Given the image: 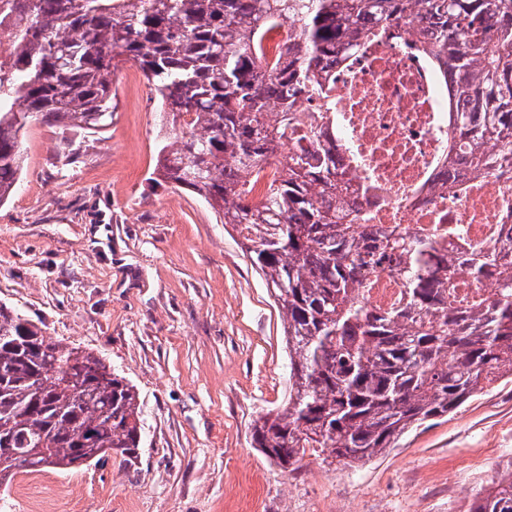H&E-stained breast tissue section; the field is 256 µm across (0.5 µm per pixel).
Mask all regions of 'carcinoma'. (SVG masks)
Returning <instances> with one entry per match:
<instances>
[{
    "label": "carcinoma",
    "instance_id": "1",
    "mask_svg": "<svg viewBox=\"0 0 512 512\" xmlns=\"http://www.w3.org/2000/svg\"><path fill=\"white\" fill-rule=\"evenodd\" d=\"M6 15L0 203L21 177L28 127L101 131L112 118V76L138 64L174 130L157 176L203 198L238 233L281 313L288 401L253 431L270 462L292 469L310 450L365 462L512 380V224L489 245L448 225L457 246L432 270V239L342 223L336 154L276 153L298 102L325 96L328 69L371 28L408 19L456 87L455 127L468 155L448 182L512 167V0H10ZM282 24L270 62L262 35ZM269 167L272 178L248 198ZM393 260L402 300L368 307L361 288ZM460 267L494 280L498 296L456 306ZM140 439L134 386L0 303V485L20 471H71L114 452L131 459ZM469 512H512V471Z\"/></svg>",
    "mask_w": 512,
    "mask_h": 512
}]
</instances>
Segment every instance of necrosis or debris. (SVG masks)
<instances>
[{"label":"necrosis or debris","mask_w":512,"mask_h":512,"mask_svg":"<svg viewBox=\"0 0 512 512\" xmlns=\"http://www.w3.org/2000/svg\"><path fill=\"white\" fill-rule=\"evenodd\" d=\"M414 27L371 30L331 71L327 95L302 100V123H317L315 147L351 157L346 172L358 224L420 235L462 225L482 243L484 224H512V170L448 181L462 143L452 132L448 86Z\"/></svg>","instance_id":"obj_1"}]
</instances>
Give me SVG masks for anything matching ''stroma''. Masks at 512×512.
<instances>
[{
  "instance_id": "stroma-1",
  "label": "stroma",
  "mask_w": 512,
  "mask_h": 512,
  "mask_svg": "<svg viewBox=\"0 0 512 512\" xmlns=\"http://www.w3.org/2000/svg\"><path fill=\"white\" fill-rule=\"evenodd\" d=\"M129 62L102 132L30 127L0 204V302L134 386L139 454L18 473L0 512H467L512 465V382L352 467L283 471L253 446L288 397L282 317L197 195L155 181L170 133Z\"/></svg>"
}]
</instances>
